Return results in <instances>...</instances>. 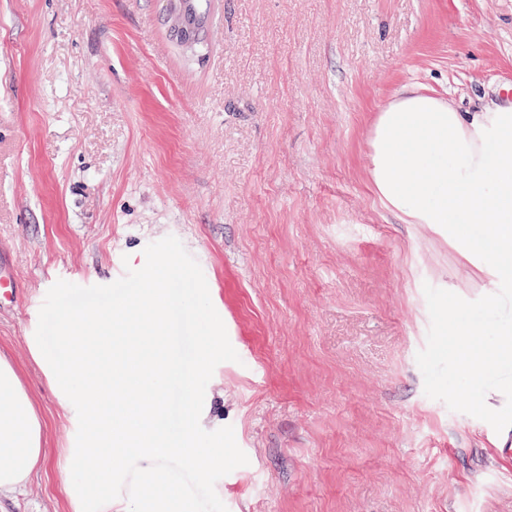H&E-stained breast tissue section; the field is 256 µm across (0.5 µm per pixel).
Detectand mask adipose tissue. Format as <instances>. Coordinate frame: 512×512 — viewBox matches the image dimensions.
I'll return each instance as SVG.
<instances>
[{
  "label": "adipose tissue",
  "mask_w": 512,
  "mask_h": 512,
  "mask_svg": "<svg viewBox=\"0 0 512 512\" xmlns=\"http://www.w3.org/2000/svg\"><path fill=\"white\" fill-rule=\"evenodd\" d=\"M371 176L406 223L485 226L489 263L512 278V102L462 112L416 90L398 94L374 129ZM50 465L42 417L0 353V500L26 493Z\"/></svg>",
  "instance_id": "obj_1"
}]
</instances>
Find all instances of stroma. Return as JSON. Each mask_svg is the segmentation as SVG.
Returning a JSON list of instances; mask_svg holds the SVG:
<instances>
[{
	"mask_svg": "<svg viewBox=\"0 0 512 512\" xmlns=\"http://www.w3.org/2000/svg\"><path fill=\"white\" fill-rule=\"evenodd\" d=\"M162 0H0V352L62 417L26 338L60 279L106 285L172 235L239 362L208 430L249 462L228 512H512L507 433L424 393V284L492 290L476 227L376 196L380 108L414 89L512 101V0H211L194 49ZM59 464L0 512H62Z\"/></svg>",
	"mask_w": 512,
	"mask_h": 512,
	"instance_id": "35a3bbf8",
	"label": "stroma"
}]
</instances>
